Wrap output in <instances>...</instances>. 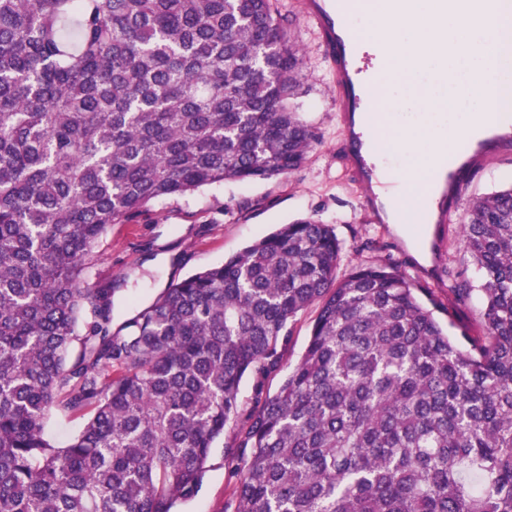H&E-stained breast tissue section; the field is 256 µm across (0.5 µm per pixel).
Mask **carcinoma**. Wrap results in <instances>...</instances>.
Returning a JSON list of instances; mask_svg holds the SVG:
<instances>
[{"label":"carcinoma","instance_id":"cac0c4a2","mask_svg":"<svg viewBox=\"0 0 512 512\" xmlns=\"http://www.w3.org/2000/svg\"><path fill=\"white\" fill-rule=\"evenodd\" d=\"M287 22L273 0H0V512H175L232 420L234 512H512V183L461 225L485 306L460 340L398 268L338 278L312 219L115 330L84 287L108 225L305 163ZM53 405L90 414L63 447ZM317 315V306H311L300 312L291 325V336L283 356V369L266 381V389L270 394L277 391L283 375L299 360L310 336L313 321Z\"/></svg>","mask_w":512,"mask_h":512}]
</instances>
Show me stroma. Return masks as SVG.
Listing matches in <instances>:
<instances>
[{
	"label": "stroma",
	"instance_id": "obj_1",
	"mask_svg": "<svg viewBox=\"0 0 512 512\" xmlns=\"http://www.w3.org/2000/svg\"><path fill=\"white\" fill-rule=\"evenodd\" d=\"M276 6L291 19L289 33L303 53L296 103L302 119L316 132L306 162L272 179L227 181L163 198L132 220L109 225L94 247L96 261L86 287L111 289L112 324L117 327L172 283L221 264L279 225L311 217L336 232L341 245L338 277L361 265L391 261L444 304L452 296L455 274H463L472 285L469 296L438 318L453 320L450 333L455 337L461 327L477 328L484 296L480 273L461 244L460 226L471 198L512 182V150L469 175L451 221L431 225L424 241L406 242L392 225L372 222L362 206L364 191L346 162L330 61L302 19L298 0H277ZM234 485L231 459L223 443H216L201 490L178 504V512H224Z\"/></svg>",
	"mask_w": 512,
	"mask_h": 512
}]
</instances>
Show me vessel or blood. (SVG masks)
<instances>
[{"instance_id":"obj_1","label":"vessel or blood","mask_w":512,"mask_h":512,"mask_svg":"<svg viewBox=\"0 0 512 512\" xmlns=\"http://www.w3.org/2000/svg\"><path fill=\"white\" fill-rule=\"evenodd\" d=\"M302 16L311 23L327 53L336 81L338 110L348 145L349 161L366 196L364 208L378 224L447 222L464 175L487 158L512 147V100L501 102L496 125L463 132L451 156L438 160V178L430 197L408 210L401 181L378 173L369 160L362 122L371 110L365 72L371 57L360 54L352 36L346 0H301Z\"/></svg>"}]
</instances>
